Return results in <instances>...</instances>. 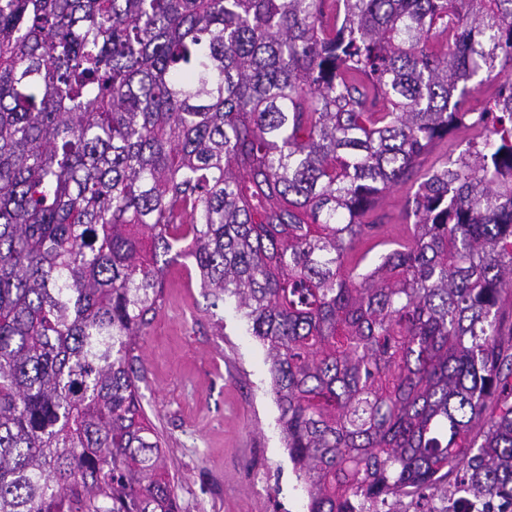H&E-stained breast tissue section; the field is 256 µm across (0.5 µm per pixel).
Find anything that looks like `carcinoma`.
Returning <instances> with one entry per match:
<instances>
[{"mask_svg":"<svg viewBox=\"0 0 512 512\" xmlns=\"http://www.w3.org/2000/svg\"><path fill=\"white\" fill-rule=\"evenodd\" d=\"M512 0H0V512H179L138 338L193 259L308 512L512 500ZM414 223L346 266L379 196ZM483 84L479 88L478 92L473 93L472 97L468 98L465 103V108H481L486 100L491 98L497 91L500 84L507 80H512V69L506 68L499 72L497 69L491 75L483 74ZM472 137L473 133L470 131H458L448 135V143H441L423 158L422 168L439 166L447 160V156L455 159L469 147ZM463 472L462 466L450 472L444 484L448 488V492H445L444 489L438 492L427 491V497L423 499H414V496L389 499L386 509L389 508L391 512H452L457 509L459 496L475 501L469 493L464 494L459 491Z\"/></svg>","mask_w":512,"mask_h":512,"instance_id":"1","label":"carcinoma"}]
</instances>
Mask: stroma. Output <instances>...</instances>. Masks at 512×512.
Masks as SVG:
<instances>
[{"label": "stroma", "mask_w": 512, "mask_h": 512, "mask_svg": "<svg viewBox=\"0 0 512 512\" xmlns=\"http://www.w3.org/2000/svg\"><path fill=\"white\" fill-rule=\"evenodd\" d=\"M410 192L384 193L383 224L368 245L398 237ZM144 405L165 439L180 512H307L270 394L269 364L234 300L213 303L192 260L173 263L163 298L144 330ZM462 468L426 498L389 500L390 512H455Z\"/></svg>", "instance_id": "35a3bbf8"}]
</instances>
